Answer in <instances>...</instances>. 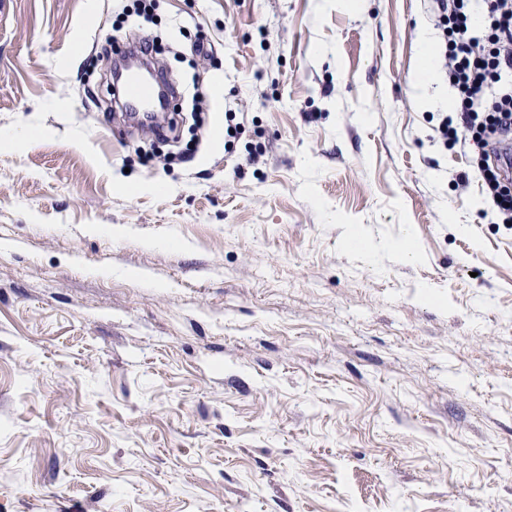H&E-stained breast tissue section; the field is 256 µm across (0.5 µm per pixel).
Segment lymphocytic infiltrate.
<instances>
[{"label":"lymphocytic infiltrate","instance_id":"1","mask_svg":"<svg viewBox=\"0 0 512 512\" xmlns=\"http://www.w3.org/2000/svg\"><path fill=\"white\" fill-rule=\"evenodd\" d=\"M442 32L441 57L455 91L441 140L475 149L482 191L503 223H512V175L501 164L512 145V0H432Z\"/></svg>","mask_w":512,"mask_h":512}]
</instances>
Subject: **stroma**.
<instances>
[{
	"instance_id": "obj_1",
	"label": "stroma",
	"mask_w": 512,
	"mask_h": 512,
	"mask_svg": "<svg viewBox=\"0 0 512 512\" xmlns=\"http://www.w3.org/2000/svg\"><path fill=\"white\" fill-rule=\"evenodd\" d=\"M130 2L0 0V512H512V225L428 0ZM128 102L148 110L155 101L156 89L153 84L142 81L136 76H130L127 82Z\"/></svg>"
}]
</instances>
